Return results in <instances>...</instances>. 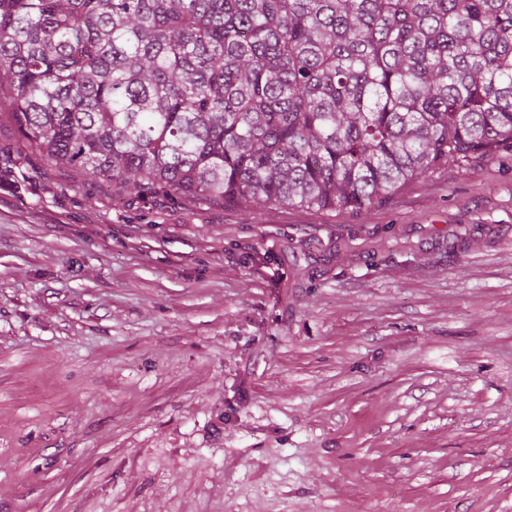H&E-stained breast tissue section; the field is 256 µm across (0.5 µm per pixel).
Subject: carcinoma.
Returning <instances> with one entry per match:
<instances>
[{"mask_svg":"<svg viewBox=\"0 0 512 512\" xmlns=\"http://www.w3.org/2000/svg\"><path fill=\"white\" fill-rule=\"evenodd\" d=\"M0 103L140 200L369 209L512 149V0H0Z\"/></svg>","mask_w":512,"mask_h":512,"instance_id":"carcinoma-1","label":"carcinoma"}]
</instances>
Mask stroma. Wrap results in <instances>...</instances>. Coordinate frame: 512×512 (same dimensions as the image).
<instances>
[{
	"label": "stroma",
	"mask_w": 512,
	"mask_h": 512,
	"mask_svg": "<svg viewBox=\"0 0 512 512\" xmlns=\"http://www.w3.org/2000/svg\"><path fill=\"white\" fill-rule=\"evenodd\" d=\"M0 512H512V150L258 222L1 108Z\"/></svg>",
	"instance_id": "obj_1"
}]
</instances>
